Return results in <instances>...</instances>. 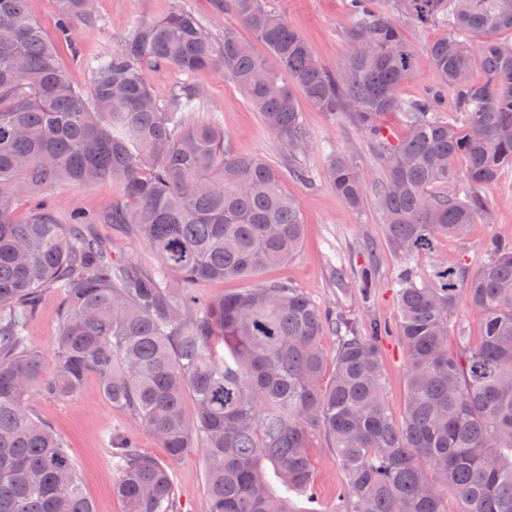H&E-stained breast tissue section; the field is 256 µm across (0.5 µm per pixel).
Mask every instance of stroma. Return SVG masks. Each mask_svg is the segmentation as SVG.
<instances>
[{"label":"stroma","instance_id":"1","mask_svg":"<svg viewBox=\"0 0 512 512\" xmlns=\"http://www.w3.org/2000/svg\"><path fill=\"white\" fill-rule=\"evenodd\" d=\"M267 4L303 35L314 55L328 68L340 66L352 24L345 0H267ZM175 6L198 15L215 38H222L228 28L236 29L243 40L252 38L247 29L239 27L231 11H218L215 0H94L98 27L79 28L74 35L75 51L62 53L73 83L81 87L88 83L82 59L117 47L138 22L161 18ZM404 34L418 51L414 74L401 88L402 98L411 101L426 97L437 84L426 48L447 37L449 29L440 23H408ZM193 81L206 89L203 109L220 118L235 151L264 156L283 173L285 188L301 205L305 232L300 252L288 264L262 272V279L288 282L320 308L352 323L358 332L367 333L376 321H394L396 290L404 274H411L421 284L445 264L473 275L489 262L491 242H512V168L485 190L493 210L490 222L471 225L463 239L438 238L431 249L407 261L390 243L373 197H366L363 206L354 209L337 195L331 183L329 154L334 150L354 154L366 182H374L380 175L368 137L346 115L330 117L306 99H299L310 143L304 154L295 156L286 142L266 134L258 112L252 110L230 77L205 70L195 74ZM295 162L307 170L308 181L288 177V167ZM121 195L119 185L103 182L87 187L46 189L37 200L45 203L57 221L64 224L83 207L109 212ZM91 230L109 244L114 256L142 269L155 266L151 249L124 227L95 224ZM367 263L375 264L378 281L374 303L368 309L363 308L354 288L356 271ZM58 308L57 293H47L38 314L28 324V341L42 353L48 367L53 364ZM378 346L386 381V403L393 417L398 418L406 399V349L395 336L380 337ZM32 402L65 440L80 472L83 491L97 512H124L122 502L112 490L118 471L106 445L109 435L121 432L131 435L146 454L167 464L178 512H206L205 467L197 450L186 449L179 460L170 461L166 449L153 436L141 431L129 415L112 407L96 376H89L68 399H51L36 393ZM309 453L314 463V484L310 493L293 495L295 512H342L344 505L338 493L346 477L335 452L319 437Z\"/></svg>","mask_w":512,"mask_h":512}]
</instances>
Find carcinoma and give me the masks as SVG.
Segmentation results:
<instances>
[{"label":"carcinoma","instance_id":"1","mask_svg":"<svg viewBox=\"0 0 512 512\" xmlns=\"http://www.w3.org/2000/svg\"><path fill=\"white\" fill-rule=\"evenodd\" d=\"M369 2L346 0L353 26L336 71L266 0H229L278 67L235 32L217 42L193 12L175 8L82 61L89 85L80 89L58 45L96 26L92 0H58L53 37L29 0H0V512H96L65 442L31 403L34 392L69 398L91 374L171 460L200 450L207 512H295L289 493L310 490L308 448L318 435L345 471V512H446L450 495L459 512H512V244L491 245L490 263L472 276L446 266L425 284L405 276L396 320L364 336L285 282L208 301L189 289L288 263L304 218L270 164L235 153L218 119L200 114L201 88L186 81L160 98L147 80L156 69L228 74L266 132L296 153L308 141L298 96L347 114L378 145L382 175L372 191L407 261L491 219L483 189L512 167V41L500 40L512 32V0H392L393 11ZM401 16L450 30L428 48L441 88L411 103L399 97L416 63ZM476 63L480 83L470 80ZM444 88L456 96L454 121L437 116ZM394 111L409 128L392 144L380 119ZM329 174L350 207L363 204L354 157L332 155ZM101 180L124 191L102 216L15 217L21 198ZM448 185L450 195L433 191ZM96 222L127 226L156 268L112 257L88 230ZM376 282L374 267L363 266L365 308ZM49 291L60 295V312L46 373L26 332ZM462 302L483 332L478 344L451 351L448 325ZM328 332L339 338L331 356L320 344ZM393 333L407 353L399 420L387 408L378 347ZM108 447L124 512H176L166 466L124 434Z\"/></svg>","mask_w":512,"mask_h":512}]
</instances>
